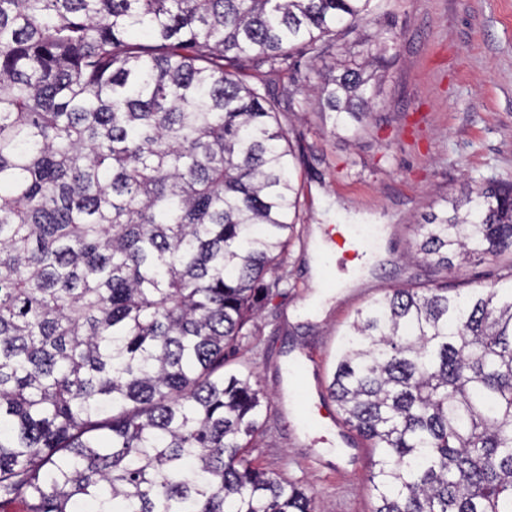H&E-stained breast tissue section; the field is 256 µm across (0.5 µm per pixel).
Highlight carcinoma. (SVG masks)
<instances>
[{"mask_svg":"<svg viewBox=\"0 0 512 512\" xmlns=\"http://www.w3.org/2000/svg\"><path fill=\"white\" fill-rule=\"evenodd\" d=\"M375 2L0 0V508L316 512L251 455L272 402L233 358L299 189L280 99L224 61L319 79L354 133ZM443 202L416 258L512 256V182ZM327 392L376 455L373 512H512V283L391 289Z\"/></svg>","mask_w":512,"mask_h":512,"instance_id":"obj_1","label":"carcinoma"}]
</instances>
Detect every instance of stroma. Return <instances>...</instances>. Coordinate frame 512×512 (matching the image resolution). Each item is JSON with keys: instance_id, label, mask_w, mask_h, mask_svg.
<instances>
[{"instance_id": "stroma-1", "label": "stroma", "mask_w": 512, "mask_h": 512, "mask_svg": "<svg viewBox=\"0 0 512 512\" xmlns=\"http://www.w3.org/2000/svg\"><path fill=\"white\" fill-rule=\"evenodd\" d=\"M367 31L383 33L390 48L376 68L373 117L353 135L332 133L311 89L294 86L289 74L270 83L260 71L239 70L248 84L295 99L294 110H281L278 119L296 155L301 200L282 263L286 293L275 299L274 313L256 321L258 351L242 354L275 407L252 456L308 488L321 512H372L366 477L374 455L352 430L349 445L333 443L323 422L329 406L315 411L320 432L295 419L286 399L289 358H319L307 382L319 396L346 323L388 289L445 278L463 294L467 279L488 283L512 274L506 262L487 260L448 278L410 256L418 224L444 195L462 196L474 183L512 182V0H383ZM341 224L353 236L364 225L382 233L371 247L383 255L318 312L308 305L312 244L317 230Z\"/></svg>"}]
</instances>
